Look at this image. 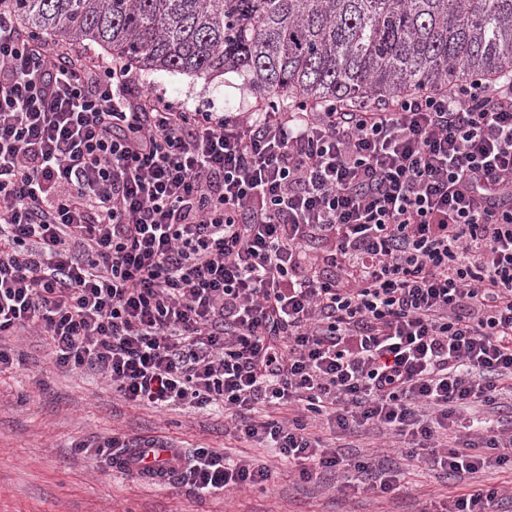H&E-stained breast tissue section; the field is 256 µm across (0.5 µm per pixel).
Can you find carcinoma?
I'll list each match as a JSON object with an SVG mask.
<instances>
[{
	"mask_svg": "<svg viewBox=\"0 0 512 512\" xmlns=\"http://www.w3.org/2000/svg\"><path fill=\"white\" fill-rule=\"evenodd\" d=\"M33 36L129 64L357 106L512 74V0H0Z\"/></svg>",
	"mask_w": 512,
	"mask_h": 512,
	"instance_id": "cac0c4a2",
	"label": "carcinoma"
}]
</instances>
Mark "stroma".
Instances as JSON below:
<instances>
[{"instance_id":"stroma-1","label":"stroma","mask_w":512,"mask_h":512,"mask_svg":"<svg viewBox=\"0 0 512 512\" xmlns=\"http://www.w3.org/2000/svg\"><path fill=\"white\" fill-rule=\"evenodd\" d=\"M167 99L215 112H249L261 102L243 77L207 81L177 72L143 73ZM20 368L0 372V512H441L448 497L444 471L422 468L407 449L359 433L337 443L344 456L379 457L400 487L378 496L326 473L306 481L275 449L237 439L230 419L209 410L155 411L126 402L89 370L55 367L42 337L11 336ZM161 437L182 448H211L230 458L249 455L270 465L266 490L244 489L197 498L156 486L77 450L112 434Z\"/></svg>"}]
</instances>
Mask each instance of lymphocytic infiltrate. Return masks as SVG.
I'll return each mask as SVG.
<instances>
[{
  "instance_id": "lymphocytic-infiltrate-1",
  "label": "lymphocytic infiltrate",
  "mask_w": 512,
  "mask_h": 512,
  "mask_svg": "<svg viewBox=\"0 0 512 512\" xmlns=\"http://www.w3.org/2000/svg\"><path fill=\"white\" fill-rule=\"evenodd\" d=\"M28 329L128 402L228 411L306 480L398 487L319 416L451 476L511 464L512 426L467 412L512 394V77L210 112L0 12V337ZM171 463L198 495L274 476L210 448Z\"/></svg>"
}]
</instances>
